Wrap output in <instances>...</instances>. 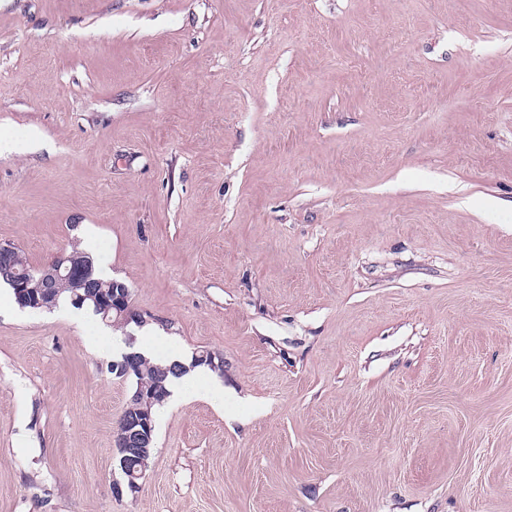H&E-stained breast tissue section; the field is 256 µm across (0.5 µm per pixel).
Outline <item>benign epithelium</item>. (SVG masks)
<instances>
[{
    "instance_id": "1",
    "label": "benign epithelium",
    "mask_w": 512,
    "mask_h": 512,
    "mask_svg": "<svg viewBox=\"0 0 512 512\" xmlns=\"http://www.w3.org/2000/svg\"><path fill=\"white\" fill-rule=\"evenodd\" d=\"M91 268L88 260L72 252H62L49 263L26 270L8 278L14 288L17 301L22 308L40 311L56 302V286L62 281H72L78 291L74 292L72 302L81 306L90 300L96 308L108 316L113 312L123 326L135 324L142 326L147 319L136 310L131 302V290L127 284L112 281V287L98 291L88 290ZM84 292H79V289ZM154 417L149 410L137 414H123L114 431V447L121 449L120 464L122 479L113 484L116 497L133 493L139 488L137 479L144 477L148 468L146 456L152 442Z\"/></svg>"
}]
</instances>
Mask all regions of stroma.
Here are the masks:
<instances>
[{
  "mask_svg": "<svg viewBox=\"0 0 512 512\" xmlns=\"http://www.w3.org/2000/svg\"><path fill=\"white\" fill-rule=\"evenodd\" d=\"M0 241L224 359L119 498L123 333L0 288V512H512V0H0Z\"/></svg>",
  "mask_w": 512,
  "mask_h": 512,
  "instance_id": "35a3bbf8",
  "label": "stroma"
}]
</instances>
